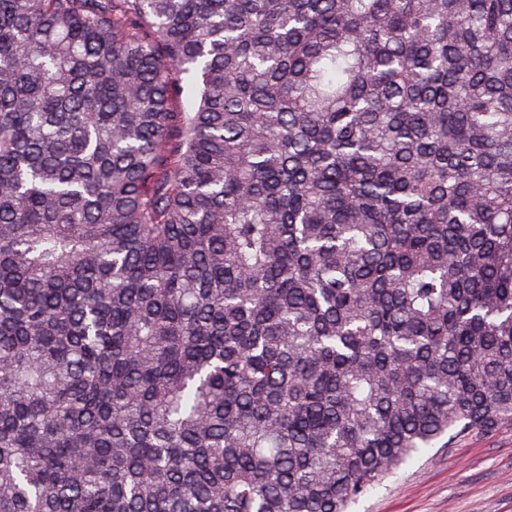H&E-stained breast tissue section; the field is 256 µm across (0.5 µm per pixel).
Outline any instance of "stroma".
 I'll use <instances>...</instances> for the list:
<instances>
[{"label":"stroma","mask_w":512,"mask_h":512,"mask_svg":"<svg viewBox=\"0 0 512 512\" xmlns=\"http://www.w3.org/2000/svg\"><path fill=\"white\" fill-rule=\"evenodd\" d=\"M349 512H512V423L428 449Z\"/></svg>","instance_id":"35a3bbf8"}]
</instances>
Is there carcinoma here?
<instances>
[{"instance_id":"cac0c4a2","label":"carcinoma","mask_w":512,"mask_h":512,"mask_svg":"<svg viewBox=\"0 0 512 512\" xmlns=\"http://www.w3.org/2000/svg\"><path fill=\"white\" fill-rule=\"evenodd\" d=\"M512 421V0H0V512H346Z\"/></svg>"}]
</instances>
